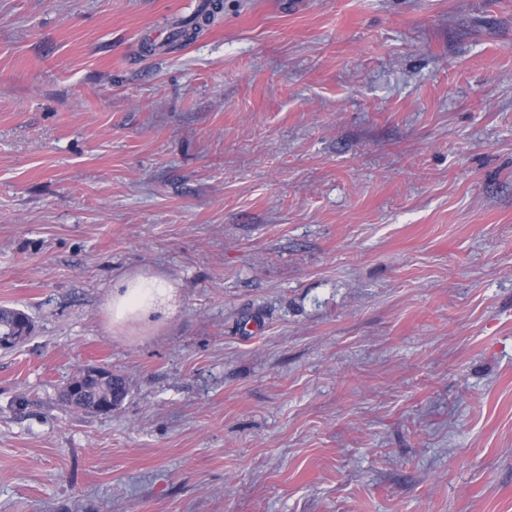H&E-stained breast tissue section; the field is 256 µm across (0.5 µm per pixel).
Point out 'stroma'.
<instances>
[{"mask_svg":"<svg viewBox=\"0 0 512 512\" xmlns=\"http://www.w3.org/2000/svg\"><path fill=\"white\" fill-rule=\"evenodd\" d=\"M202 2L0 0V512H512V0ZM211 12H207V9H198L193 15H190L186 18L181 19L171 34V44L173 43H183L192 39V36L195 35L197 30H200L203 22H209L212 15ZM179 44L173 45V48L179 46ZM178 288L160 275L135 273L122 277L107 300L105 311L112 327L149 325L174 315ZM86 368H82L79 371V374L76 375V377L70 378L67 382V385L65 387V390L74 383H80L85 386L86 390V402L85 405L89 406L86 410L82 407H73L77 411H81L83 413H89V414H97L99 413L97 410L90 407V404L94 403L96 400L103 399V400H109L112 398V380H109L107 382L102 383H95L94 381L90 380L87 381L84 378V372ZM64 388L62 391V398L63 400L70 406L72 403V400L70 397L66 394Z\"/></svg>","mask_w":512,"mask_h":512,"instance_id":"obj_1","label":"stroma"}]
</instances>
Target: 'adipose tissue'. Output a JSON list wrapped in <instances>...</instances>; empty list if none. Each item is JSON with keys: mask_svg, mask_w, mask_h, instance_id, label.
I'll use <instances>...</instances> for the list:
<instances>
[{"mask_svg": "<svg viewBox=\"0 0 512 512\" xmlns=\"http://www.w3.org/2000/svg\"><path fill=\"white\" fill-rule=\"evenodd\" d=\"M178 288L160 275L135 273L122 277L112 288L105 311L113 327L149 325L174 315Z\"/></svg>", "mask_w": 512, "mask_h": 512, "instance_id": "ef3b65f1", "label": "adipose tissue"}]
</instances>
